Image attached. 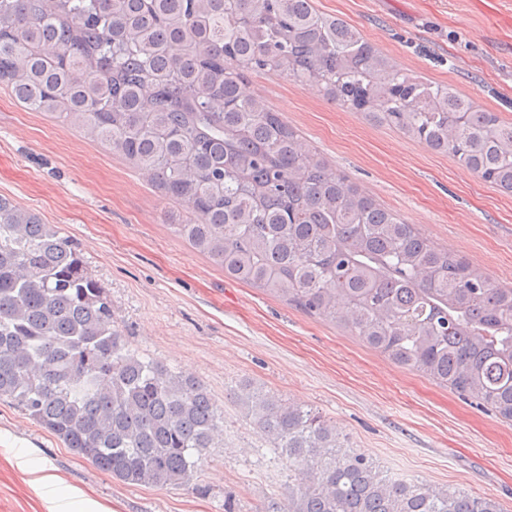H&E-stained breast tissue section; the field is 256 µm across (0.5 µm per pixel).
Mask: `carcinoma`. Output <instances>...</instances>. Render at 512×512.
Returning a JSON list of instances; mask_svg holds the SVG:
<instances>
[{"instance_id":"1","label":"carcinoma","mask_w":512,"mask_h":512,"mask_svg":"<svg viewBox=\"0 0 512 512\" xmlns=\"http://www.w3.org/2000/svg\"><path fill=\"white\" fill-rule=\"evenodd\" d=\"M265 71L394 126L512 192V122L399 68L313 0H0V81L123 155L191 213L173 232L224 274L355 332L512 421V288L436 249L320 160L260 96ZM288 459V512H502L396 480L336 425L251 382L236 395ZM123 483L179 487L221 416L133 352L106 288L53 224L0 197V400Z\"/></svg>"}]
</instances>
